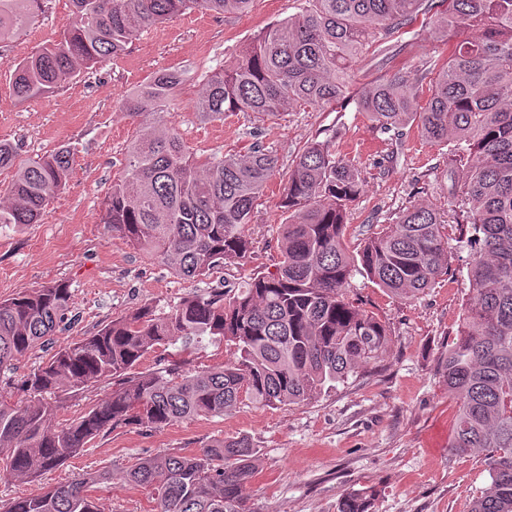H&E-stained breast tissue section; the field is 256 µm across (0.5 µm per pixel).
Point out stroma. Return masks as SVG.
<instances>
[{
    "label": "stroma",
    "mask_w": 512,
    "mask_h": 512,
    "mask_svg": "<svg viewBox=\"0 0 512 512\" xmlns=\"http://www.w3.org/2000/svg\"><path fill=\"white\" fill-rule=\"evenodd\" d=\"M298 6L299 0H255L243 16L184 13L141 34L125 55L97 72L78 74L53 93L25 102L13 93L11 66L72 25L69 0H48L38 40L0 42V141L16 146L20 163L63 145L72 151L70 177L42 222L0 224V299L65 284L76 319L55 335L63 346L143 304H174L223 287L235 290L252 275L275 272L278 228L288 220L280 206L282 187L298 150L314 138L330 140L337 154L362 171L363 192L350 206L345 229L349 250L357 251L372 232L422 202L450 224L447 273L405 302L354 270L349 290L387 326L389 353L318 398L278 408L245 401L221 417L198 416L160 430H111L35 481L0 476L1 503L108 469L111 482L95 491L103 512H152L148 491L125 482L128 467L147 455L194 454L213 439L236 436L248 437L257 450V474L246 488L257 512H336L339 499L354 490L370 494V512H469L488 484L479 457L455 455L448 447L456 407L438 367L470 296L471 255L455 228L459 208L448 199L447 147L425 143L413 126L398 135L379 131L352 96L330 108L298 105L261 126L247 112L209 121L195 108L204 75L222 69ZM402 38L414 45L412 53L397 59L408 69L448 58V44L435 38L431 19L419 17ZM167 69L183 78L169 110L198 158L242 153L257 141L280 159L248 226L255 246L251 259L221 265L203 280L178 277L101 222L104 199L123 171L126 147L137 130L121 105L149 77ZM164 357L214 366L234 361L236 350L207 339L186 354L177 343L146 354L139 368L158 369Z\"/></svg>",
    "instance_id": "stroma-1"
}]
</instances>
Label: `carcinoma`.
<instances>
[{"label": "carcinoma", "instance_id": "cac0c4a2", "mask_svg": "<svg viewBox=\"0 0 512 512\" xmlns=\"http://www.w3.org/2000/svg\"><path fill=\"white\" fill-rule=\"evenodd\" d=\"M254 0H69L74 22L60 39L13 64V91L27 101L48 95L80 72L122 54L142 33L187 10L245 15ZM437 0H305L299 11L258 35L231 64L209 74L197 111L210 120L249 112L273 120L302 103L335 105L351 89L367 54L383 65L411 50L401 28ZM41 0H0V41L26 34ZM476 37L457 38L460 31ZM435 33L451 43L448 62L420 102L431 70L400 67L363 85L359 110L383 133L414 125L428 144L449 146V196L468 206L471 296L439 367L457 403L449 448L483 460L489 484L470 512H512V0H448ZM181 75L155 74L123 103L139 120L121 179L112 183L102 223L151 253L184 279L242 261L251 253L246 227L279 169L260 145L243 154L195 159L167 112ZM71 150L61 146L18 166L0 202V224L38 223L65 186ZM360 170L313 140L296 155L281 206V261L239 292L213 290L164 310L145 304L91 336L56 350L22 381L26 398L0 391V461L15 480H30L79 456L121 427L163 429L200 415L222 416L248 399L265 407L299 405L384 358L386 326L349 294L355 264L377 286L410 300L448 270L447 225L428 204H413L372 233L353 255L343 236L348 210L362 192ZM71 312L62 283L0 301V371L50 340ZM222 338L236 360L219 367L138 372L141 359L176 341L188 349ZM112 382V393L70 423L52 424L47 397ZM256 449L244 437L212 440L200 453L148 455L126 470L151 490L155 512H256L244 495ZM104 470L20 497L3 512H101L89 488ZM370 497L351 491L336 512H369Z\"/></svg>", "mask_w": 512, "mask_h": 512}]
</instances>
